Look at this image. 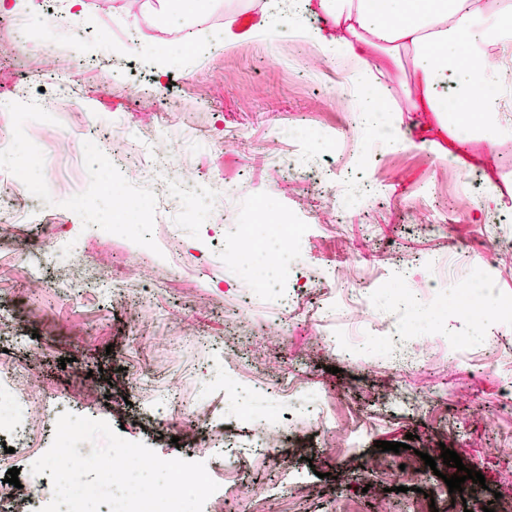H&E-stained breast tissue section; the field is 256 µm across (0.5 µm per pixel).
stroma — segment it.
Returning a JSON list of instances; mask_svg holds the SVG:
<instances>
[{
	"instance_id": "stroma-1",
	"label": "stroma",
	"mask_w": 512,
	"mask_h": 512,
	"mask_svg": "<svg viewBox=\"0 0 512 512\" xmlns=\"http://www.w3.org/2000/svg\"><path fill=\"white\" fill-rule=\"evenodd\" d=\"M59 9L58 0L37 11L22 0L0 19V109L12 115L9 134L33 132L51 172L42 205L0 241V370H28L44 395L30 444L49 448L53 421L66 411L109 420L158 456L205 462L216 483L232 488L233 512H413L417 492H387L363 477L380 441L409 442L403 458L413 448L437 459L456 451L484 475L483 501L512 496V416L498 411L500 369L478 374L469 363L495 352L512 361V317L498 309L512 302V252L491 247L512 238V138L492 146L473 138L455 164L433 148L386 145L360 119L367 103L351 67L305 35L254 33L253 0L230 8L213 0L185 20L195 40L224 11L243 35L230 47L206 42L196 56L171 53L142 0H86L75 25L48 34L50 71L31 70V41ZM63 80L77 90L87 127L74 126L72 107L60 101ZM89 128L108 139L155 133L180 172L161 185L150 171L134 176L90 159L80 149ZM315 136L325 143L316 162L308 153ZM107 181L157 202L153 234L178 238L176 259L134 254L142 217L113 206L101 191ZM490 192L498 206L473 222L464 200ZM428 202L444 212V231L415 221ZM259 203L334 218L289 249L283 276L301 293L302 315L253 293L250 270L224 262L225 248L238 243L236 221ZM350 264L368 324L343 303L322 305V289ZM476 272L493 288L480 334L449 305ZM116 276L132 307L113 303ZM426 279L435 287L420 289ZM325 314L342 332L332 352L321 340ZM408 321L417 326L412 347L428 356L389 367L388 345ZM87 374L98 395L84 396ZM291 374L306 387L294 400L277 389ZM228 376L243 405L225 402ZM393 384L401 400L383 405ZM169 393L173 404L150 416L149 401ZM420 397L427 407H414ZM363 413L381 421L359 448L322 435L320 416L349 427ZM250 417L305 434L287 468L255 451ZM228 447L239 454L232 466ZM296 478L312 486L309 497H295Z\"/></svg>"
}]
</instances>
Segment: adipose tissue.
Instances as JSON below:
<instances>
[{
    "instance_id": "ef3b65f1",
    "label": "adipose tissue",
    "mask_w": 512,
    "mask_h": 512,
    "mask_svg": "<svg viewBox=\"0 0 512 512\" xmlns=\"http://www.w3.org/2000/svg\"><path fill=\"white\" fill-rule=\"evenodd\" d=\"M302 7L321 20L307 28L309 36L323 52L353 66L367 100L390 105L391 89L380 76L410 62L406 109L424 116L426 134L404 137L399 117L389 114L381 134L391 146L430 147L444 136L442 159L458 162L468 140L472 91L482 86L489 89L477 126L482 138L493 145L512 136V122L501 117L512 85L501 79L498 64L499 51L512 47V24L498 0H303ZM452 70L465 72L466 80L451 109L439 87Z\"/></svg>"
}]
</instances>
